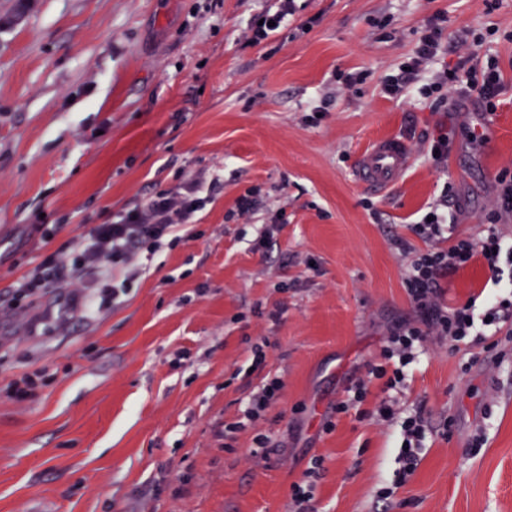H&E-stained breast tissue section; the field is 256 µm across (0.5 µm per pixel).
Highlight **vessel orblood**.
I'll list each match as a JSON object with an SVG mask.
<instances>
[{
  "label": "vessel or blood",
  "mask_w": 512,
  "mask_h": 512,
  "mask_svg": "<svg viewBox=\"0 0 512 512\" xmlns=\"http://www.w3.org/2000/svg\"><path fill=\"white\" fill-rule=\"evenodd\" d=\"M413 162L409 142L397 135L372 139L359 154L354 178L365 189L386 193L397 186Z\"/></svg>",
  "instance_id": "obj_1"
}]
</instances>
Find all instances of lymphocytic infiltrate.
Here are the masks:
<instances>
[{
    "mask_svg": "<svg viewBox=\"0 0 512 512\" xmlns=\"http://www.w3.org/2000/svg\"><path fill=\"white\" fill-rule=\"evenodd\" d=\"M296 12L295 0H273L255 13L245 35L249 46L259 45L283 27ZM443 15L430 16L416 48L405 61L404 69L388 75L382 82L383 93L393 99L404 98L417 91L428 100L433 111H447L454 95L476 96L484 113L496 112L505 89L495 57L485 64L460 61L455 65L439 64L443 52ZM205 173H197L178 184L154 192L133 206L125 208L115 219L95 225L69 253L54 251L44 254L40 262L27 271L12 296L14 310H25L45 288L65 280L75 282L73 304L90 314L114 305L129 293L134 281L166 241L177 242L187 226L197 223L208 199L203 194ZM486 265L494 283H507L512 288V247L497 233L487 234L481 241L453 240L447 249H428L415 253L405 279L407 293L416 311L412 320H401L389 327L381 349L382 362L369 365L365 377L346 387V397L338 401L335 413H345L364 402L373 381H383L384 397L376 413L384 420L392 419L394 410L389 393L402 384L404 369L411 364L428 337L460 343L476 335L478 325H492L512 320V301L503 302L494 292H486V310L475 319L472 304L445 307L441 297V281L450 274L468 269L473 264ZM394 368H387V361ZM284 387L279 377L263 381L244 407L240 421L225 425L234 433L264 416L281 397ZM430 423L422 412H414L401 423L400 479L411 476L417 466V451L422 447Z\"/></svg>",
    "mask_w": 512,
    "mask_h": 512,
    "instance_id": "1",
    "label": "lymphocytic infiltrate"
}]
</instances>
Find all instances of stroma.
Segmentation results:
<instances>
[{
	"label": "stroma",
	"instance_id": "stroma-1",
	"mask_svg": "<svg viewBox=\"0 0 512 512\" xmlns=\"http://www.w3.org/2000/svg\"><path fill=\"white\" fill-rule=\"evenodd\" d=\"M290 23L255 47L242 36L261 0H0V512H293L314 459L315 512H512V331L420 349L395 391L334 413L349 380L379 363L390 322L415 318L405 289L412 234L450 185L456 236L483 238L496 178L512 169V0H297ZM443 14L448 63L467 28L486 34L508 87L483 117L449 114L382 81ZM357 75L353 87L341 81ZM447 161L430 154L439 124ZM479 128L484 142L471 141ZM405 137L413 162L382 196L351 167L377 136ZM203 171L222 189L198 240L165 245L123 301L65 315L70 284L25 313L9 301L43 254L148 194ZM251 221L231 214L248 188ZM286 222L252 250L271 215ZM55 226L47 241L38 223ZM409 244L397 249L393 238ZM443 301L493 287L476 265L442 281ZM282 309L279 322L266 314ZM265 362L251 370L254 344ZM22 404L5 386L37 368ZM285 383L264 419L224 440L263 376ZM432 432L398 483L402 420ZM276 449L251 456L258 434ZM389 498H381L383 489Z\"/></svg>",
	"mask_w": 512,
	"mask_h": 512
}]
</instances>
